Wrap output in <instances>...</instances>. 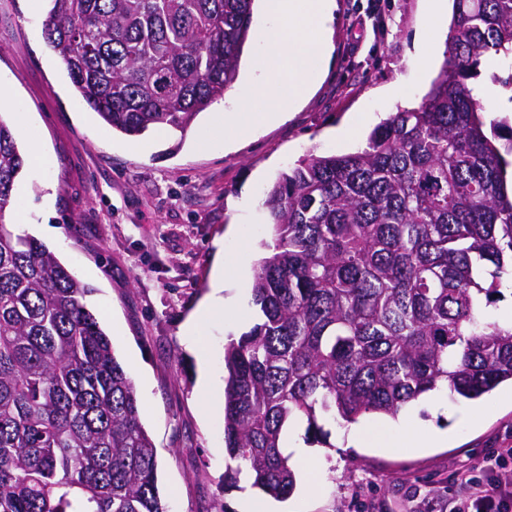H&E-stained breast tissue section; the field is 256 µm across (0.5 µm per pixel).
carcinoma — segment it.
<instances>
[{
    "mask_svg": "<svg viewBox=\"0 0 512 512\" xmlns=\"http://www.w3.org/2000/svg\"><path fill=\"white\" fill-rule=\"evenodd\" d=\"M253 2L49 0L42 27L113 130L184 134L237 80ZM484 74L512 112V0H454L421 103L270 186L253 285L263 319L224 347L225 487L245 469L287 497L293 424L325 440L338 418L395 419L431 391L477 400L512 384V318L486 313L512 288V124L485 120ZM24 165L0 119V512H167L93 288L6 219Z\"/></svg>",
    "mask_w": 512,
    "mask_h": 512,
    "instance_id": "obj_1",
    "label": "carcinoma"
}]
</instances>
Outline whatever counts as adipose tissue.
<instances>
[{
    "label": "adipose tissue",
    "mask_w": 512,
    "mask_h": 512,
    "mask_svg": "<svg viewBox=\"0 0 512 512\" xmlns=\"http://www.w3.org/2000/svg\"><path fill=\"white\" fill-rule=\"evenodd\" d=\"M334 0H259L260 12L276 20L277 31L261 35L262 53L256 61L264 75L261 93L271 101L260 112H227L225 127L255 132L278 122L322 77V59L329 54L327 39L317 32L330 15Z\"/></svg>",
    "instance_id": "obj_1"
}]
</instances>
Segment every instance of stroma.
Masks as SVG:
<instances>
[{
	"label": "stroma",
	"instance_id": "stroma-1",
	"mask_svg": "<svg viewBox=\"0 0 512 512\" xmlns=\"http://www.w3.org/2000/svg\"><path fill=\"white\" fill-rule=\"evenodd\" d=\"M46 10V0H0V118L23 152L36 146L47 157L25 166L12 217L93 287L88 306L135 375L169 512H239L240 500L264 496L247 479L224 487V345L259 317L252 284L270 239L264 193L307 154L354 151L383 118L420 103L443 63L431 55L432 40L449 39L451 22L430 19L426 0H337L321 81L278 123L228 143L213 126L215 110L264 105L252 70L255 41L244 48L233 88L186 135L156 129L130 137L75 94L44 38ZM219 253L243 269L217 292ZM216 293L228 310L189 335L201 304ZM205 372L208 389L200 383ZM437 397L443 412L419 413L446 434L431 448L414 449L416 432L378 414L358 425L383 435V448L344 447L340 429L328 445H311L304 427H295L289 446H311L323 466L314 490L297 486L276 502L277 512H446L463 490L462 471L512 448V386L475 401L445 391ZM464 414L475 425L458 426Z\"/></svg>",
	"mask_w": 512,
	"mask_h": 512
}]
</instances>
